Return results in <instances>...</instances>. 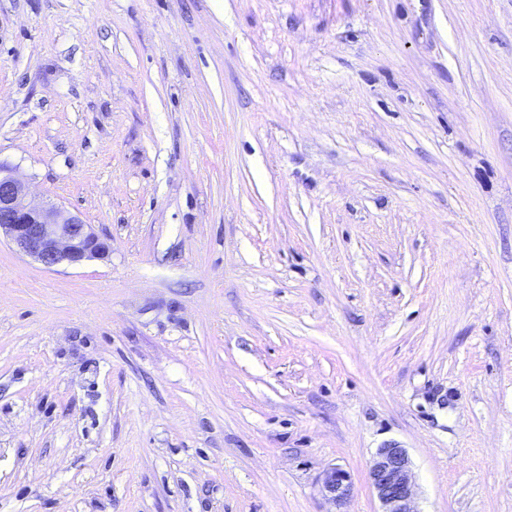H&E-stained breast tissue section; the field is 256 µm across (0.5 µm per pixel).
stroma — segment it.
<instances>
[{
  "label": "stroma",
  "instance_id": "stroma-1",
  "mask_svg": "<svg viewBox=\"0 0 512 512\" xmlns=\"http://www.w3.org/2000/svg\"><path fill=\"white\" fill-rule=\"evenodd\" d=\"M0 512H512V0H0ZM43 268L77 266L110 253L107 240L77 215L32 196L13 170L0 163V235ZM370 484L383 508L380 512H415L410 508L414 480L404 448H379L369 470ZM321 485L325 496L338 505L345 504L353 493L350 475L338 467L330 468L323 474Z\"/></svg>",
  "mask_w": 512,
  "mask_h": 512
}]
</instances>
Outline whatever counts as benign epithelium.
<instances>
[{"mask_svg": "<svg viewBox=\"0 0 512 512\" xmlns=\"http://www.w3.org/2000/svg\"><path fill=\"white\" fill-rule=\"evenodd\" d=\"M0 233L16 249L43 268L77 266L104 259L110 253L107 240L98 236L79 216L32 196L13 170L0 163ZM370 484L382 512H413L410 502L414 480L405 449L389 445L378 449L369 470ZM328 498L345 504L353 493L350 475L333 467L321 481Z\"/></svg>", "mask_w": 512, "mask_h": 512, "instance_id": "benign-epithelium-1", "label": "benign epithelium"}]
</instances>
